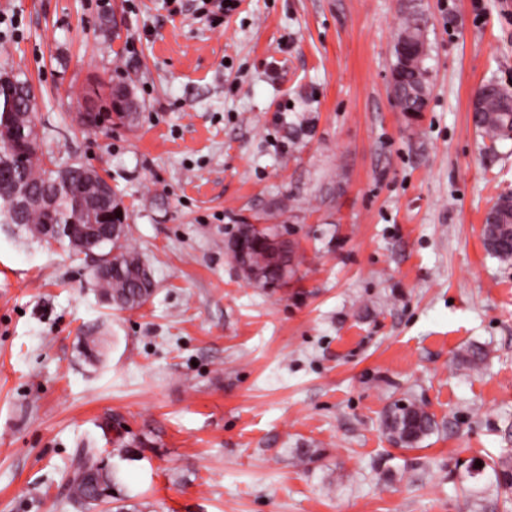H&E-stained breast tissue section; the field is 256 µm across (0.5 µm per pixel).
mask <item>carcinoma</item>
I'll return each instance as SVG.
<instances>
[{
	"instance_id": "carcinoma-1",
	"label": "carcinoma",
	"mask_w": 512,
	"mask_h": 512,
	"mask_svg": "<svg viewBox=\"0 0 512 512\" xmlns=\"http://www.w3.org/2000/svg\"><path fill=\"white\" fill-rule=\"evenodd\" d=\"M428 19L416 5L410 7L396 37L393 47L394 62L392 73V95L400 111L419 113L424 111L429 96V71L425 65L428 56L426 32ZM35 93L26 80L14 79V83L0 84V121L5 113H10L12 125L17 130L16 146L26 148L25 163L17 173L19 190L32 196L48 197L54 201L55 223L71 224L75 227L88 223L91 215L99 214L103 207L94 200L86 206L76 203L75 197L86 193L82 165L73 164L62 178L58 172H52L35 161V152L29 150L33 129L36 126ZM125 102L115 96L111 102V111L85 114L76 113L75 119L81 126L90 125L102 129L112 123V114H118L119 121L126 120ZM473 124L483 140L495 146L512 140V94L498 84L489 82L478 94L473 109ZM11 188L0 189V224L14 220L12 216ZM512 206V195H501L487 211L483 237L484 241H493L487 248L490 256L501 262H512V238L494 236L499 211ZM50 217L47 206L32 203L23 212L21 230L32 240L39 243L47 241L46 224ZM109 251L116 264L112 271L95 279L101 295L112 301V305L122 309L128 302H146L153 293L154 283L149 278L140 255L129 248L126 239L112 241ZM248 265L264 273V279L275 281L278 272L271 266L266 250L258 246L248 255ZM485 360L482 347L473 345L467 349L462 362L471 369L478 370ZM384 428L392 441L399 447L416 448L437 429L434 415L425 405L416 401L396 402L388 410ZM72 476L69 480V492L72 496L87 503L96 499L99 493L112 489L116 471L99 466L96 450L81 449L72 461ZM462 491L470 498L480 502L488 495L496 497L512 494V452L490 458V462L475 467L473 463L465 465Z\"/></svg>"
}]
</instances>
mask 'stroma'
I'll return each instance as SVG.
<instances>
[{
    "label": "stroma",
    "mask_w": 512,
    "mask_h": 512,
    "mask_svg": "<svg viewBox=\"0 0 512 512\" xmlns=\"http://www.w3.org/2000/svg\"><path fill=\"white\" fill-rule=\"evenodd\" d=\"M182 3L0 0L40 158L107 172L156 284L112 309L89 259L0 224V512H474L464 464L512 448V265L482 238L512 141L472 121L481 84L512 91V0H421L416 118L389 91L408 0H241L220 27ZM96 79L133 121L76 124ZM241 224L297 243L286 286L243 278ZM406 399L439 424L416 449L383 429ZM88 445L118 477L94 508L66 491Z\"/></svg>",
    "instance_id": "35a3bbf8"
}]
</instances>
